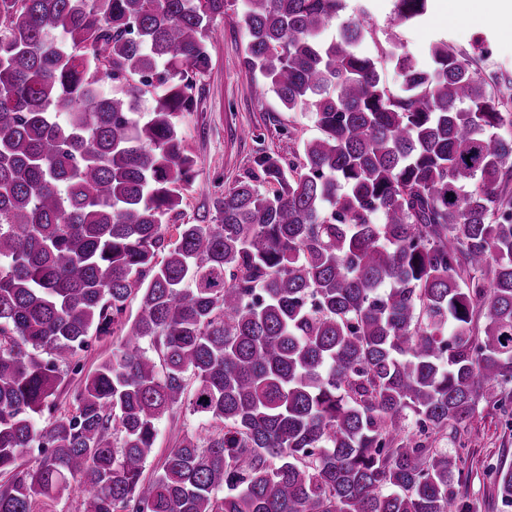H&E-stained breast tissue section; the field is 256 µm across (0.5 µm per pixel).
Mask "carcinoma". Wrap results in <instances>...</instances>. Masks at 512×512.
<instances>
[{
	"mask_svg": "<svg viewBox=\"0 0 512 512\" xmlns=\"http://www.w3.org/2000/svg\"><path fill=\"white\" fill-rule=\"evenodd\" d=\"M234 2L0 0V512H469L436 442L512 385V81L446 41L429 70L373 55L352 18L323 37L344 0H242L245 68L320 136L171 225ZM183 411L210 428L146 473Z\"/></svg>",
	"mask_w": 512,
	"mask_h": 512,
	"instance_id": "cac0c4a2",
	"label": "carcinoma"
}]
</instances>
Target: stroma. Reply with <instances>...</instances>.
Here are the masks:
<instances>
[{
	"mask_svg": "<svg viewBox=\"0 0 512 512\" xmlns=\"http://www.w3.org/2000/svg\"><path fill=\"white\" fill-rule=\"evenodd\" d=\"M372 27L363 43L375 49L388 38L399 40L404 51L422 68H430L431 46L447 41L457 48L479 50L485 67L512 77V34L502 30L491 10L480 16L448 15L447 0H431L426 18L418 24H400L392 13L393 0H369ZM247 37L240 11L228 8L217 22L209 45L210 66L196 75L197 104L182 118V132L198 158L193 185L184 192L183 203L171 221L194 224L210 208L208 188L215 177L225 186L246 172L258 144L283 158L300 160L304 141L318 134L310 113L285 110L277 97L254 82L243 64ZM448 447L460 448L471 476L460 495L472 512H504L484 475L497 463L512 466V424L492 409H484Z\"/></svg>",
	"mask_w": 512,
	"mask_h": 512,
	"instance_id": "obj_1",
	"label": "stroma"
}]
</instances>
